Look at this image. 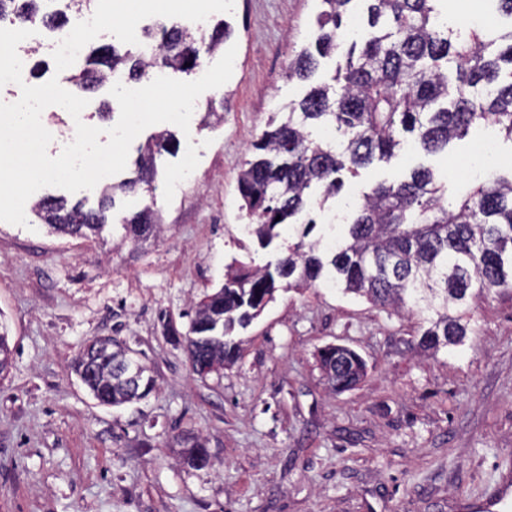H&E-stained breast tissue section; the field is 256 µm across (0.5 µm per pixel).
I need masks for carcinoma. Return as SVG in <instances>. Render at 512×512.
Wrapping results in <instances>:
<instances>
[{"instance_id":"1","label":"carcinoma","mask_w":512,"mask_h":512,"mask_svg":"<svg viewBox=\"0 0 512 512\" xmlns=\"http://www.w3.org/2000/svg\"><path fill=\"white\" fill-rule=\"evenodd\" d=\"M317 27L309 43L289 63L288 80L306 83L321 60L337 53L349 34L351 19L362 14L372 29L363 42L350 41L330 81L310 86L288 103L286 120L270 121L253 143L255 156L244 163L238 189L249 219V233L261 247L279 236L277 228L324 208L344 184L374 161H389L413 138L428 154L448 148L487 119L512 140V29L479 33L437 24L443 0H321ZM36 18L61 30L64 12L39 14L36 0H0V22ZM231 31L217 26L208 34L188 25L162 26L154 34L155 53H120L100 45L82 59L70 80L91 93L122 73L141 82L154 71L191 73L202 67L201 52L224 46ZM332 129L333 143L313 137V128ZM176 148L166 131L151 138L136 160L134 177L103 190L93 215L84 205L45 198L31 211L51 228L67 234H98L117 193L151 187L156 156ZM158 213L145 207L123 218L125 237L138 243L153 234ZM312 218L302 223L299 240L276 264L230 268L224 284L197 303L182 338L193 372L200 378L221 374L241 359L234 333L247 327L274 293L322 282L362 296L380 307L427 312L418 347L437 351L459 346L469 323L453 314L493 289L512 288V175L490 173L472 191L459 194L418 166L396 182H382L365 194L335 245L310 237ZM88 344L74 370L103 405L119 406L147 397L155 388L148 368L131 389L114 371L113 356ZM317 362L331 389H352L366 375L365 361L353 350L327 345ZM8 337L0 333V379L12 367ZM194 466L208 463V453L193 437L181 438Z\"/></svg>"}]
</instances>
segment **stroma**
<instances>
[{
  "instance_id": "1",
  "label": "stroma",
  "mask_w": 512,
  "mask_h": 512,
  "mask_svg": "<svg viewBox=\"0 0 512 512\" xmlns=\"http://www.w3.org/2000/svg\"><path fill=\"white\" fill-rule=\"evenodd\" d=\"M319 0H234L233 74L202 93L175 154L198 147L190 179L164 200L117 195L99 236L60 233L34 214L0 222V326L14 348L0 380V512H457L512 469V292L470 300L464 345L417 348L419 316L394 313L335 288L278 290L244 329L242 357L199 378L163 326L186 331L193 306L236 260L263 266L297 240L285 224L268 248L241 233L238 174L275 108L306 89L289 82ZM229 98L222 122L203 125L207 102ZM494 157L475 159L477 141ZM481 182L512 174V141L471 129L436 155L408 148L345 176L328 208L351 214L364 193L410 169ZM153 205L161 231L123 241L122 219ZM112 336L141 354L156 389L104 406L73 370L89 341ZM355 350L367 374L333 392L316 352ZM199 436L209 462H184L178 438Z\"/></svg>"
}]
</instances>
